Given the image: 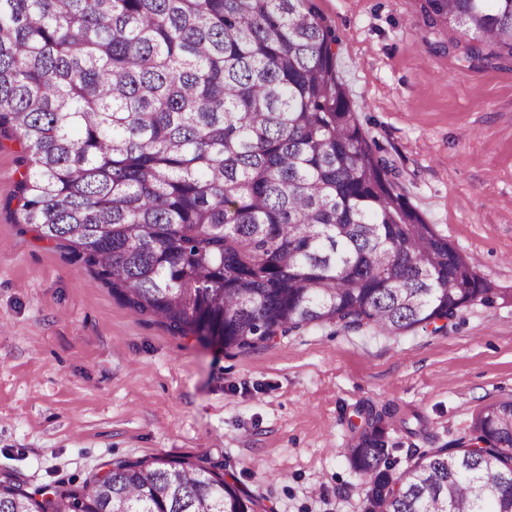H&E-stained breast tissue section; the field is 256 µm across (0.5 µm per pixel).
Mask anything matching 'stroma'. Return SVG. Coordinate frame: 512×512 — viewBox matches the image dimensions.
Here are the masks:
<instances>
[{"instance_id":"obj_1","label":"stroma","mask_w":512,"mask_h":512,"mask_svg":"<svg viewBox=\"0 0 512 512\" xmlns=\"http://www.w3.org/2000/svg\"><path fill=\"white\" fill-rule=\"evenodd\" d=\"M361 128L411 204L512 294V64L433 52L419 0H314ZM23 144L0 136V477L79 487L115 460L188 457L235 472L265 512H361L345 455L383 416L399 467L468 438L512 398V302L445 333L320 325L251 349L133 314L20 221Z\"/></svg>"}]
</instances>
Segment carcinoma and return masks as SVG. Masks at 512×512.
<instances>
[{
  "mask_svg": "<svg viewBox=\"0 0 512 512\" xmlns=\"http://www.w3.org/2000/svg\"><path fill=\"white\" fill-rule=\"evenodd\" d=\"M454 49L512 63V0H421ZM313 0H0V133L23 223L134 313L248 349L308 326L445 332L504 299L363 135ZM367 412L362 512H512V398L396 471ZM482 443L475 450L472 442ZM257 512L236 474L117 460L80 488L0 479V512Z\"/></svg>",
  "mask_w": 512,
  "mask_h": 512,
  "instance_id": "carcinoma-1",
  "label": "carcinoma"
}]
</instances>
